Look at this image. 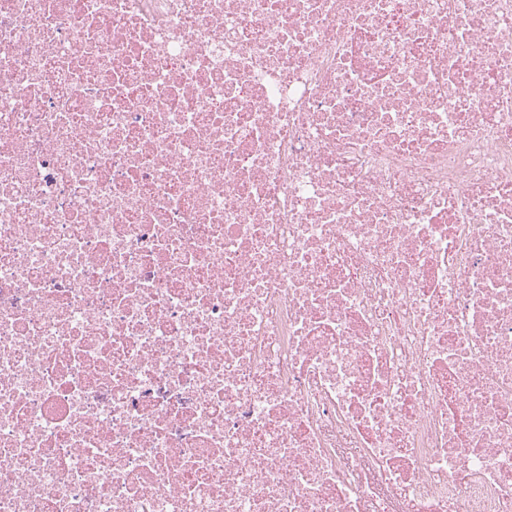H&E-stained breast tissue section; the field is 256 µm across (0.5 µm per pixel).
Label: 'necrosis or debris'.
<instances>
[{"label":"necrosis or debris","instance_id":"necrosis-or-debris-1","mask_svg":"<svg viewBox=\"0 0 512 512\" xmlns=\"http://www.w3.org/2000/svg\"><path fill=\"white\" fill-rule=\"evenodd\" d=\"M0 512H512V0H0Z\"/></svg>","mask_w":512,"mask_h":512}]
</instances>
